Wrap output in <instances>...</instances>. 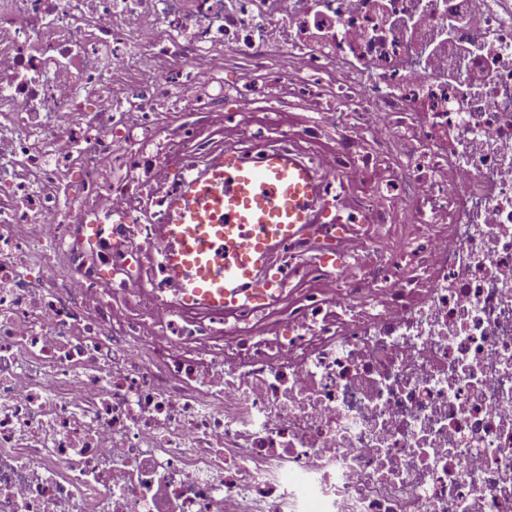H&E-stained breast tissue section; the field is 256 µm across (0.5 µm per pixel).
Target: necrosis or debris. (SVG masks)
<instances>
[{
	"label": "necrosis or debris",
	"mask_w": 512,
	"mask_h": 512,
	"mask_svg": "<svg viewBox=\"0 0 512 512\" xmlns=\"http://www.w3.org/2000/svg\"><path fill=\"white\" fill-rule=\"evenodd\" d=\"M275 150L334 221L189 306ZM0 512H512V0H0ZM315 173L288 152L215 159L167 202L163 266L188 304L224 309L262 298L285 239L309 237L322 221Z\"/></svg>",
	"instance_id": "obj_1"
}]
</instances>
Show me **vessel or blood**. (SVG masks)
I'll use <instances>...</instances> for the list:
<instances>
[{
  "instance_id": "obj_1",
  "label": "vessel or blood",
  "mask_w": 512,
  "mask_h": 512,
  "mask_svg": "<svg viewBox=\"0 0 512 512\" xmlns=\"http://www.w3.org/2000/svg\"><path fill=\"white\" fill-rule=\"evenodd\" d=\"M322 214L318 179L297 156L224 155L168 200L164 269L192 305L264 297L281 242L312 235Z\"/></svg>"
}]
</instances>
